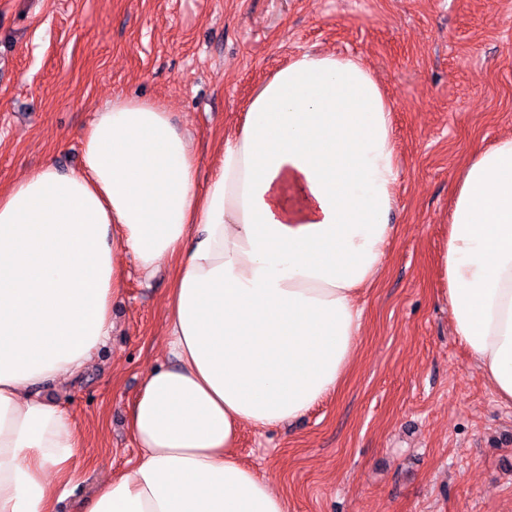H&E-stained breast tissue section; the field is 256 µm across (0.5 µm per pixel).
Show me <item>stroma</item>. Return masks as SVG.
<instances>
[{"label": "stroma", "instance_id": "obj_1", "mask_svg": "<svg viewBox=\"0 0 512 512\" xmlns=\"http://www.w3.org/2000/svg\"><path fill=\"white\" fill-rule=\"evenodd\" d=\"M302 51L360 58L388 100L392 237L336 391L289 424L243 427L235 453L288 512H512V404L455 336L438 277L462 168L512 135V0H0V189L49 160L78 167L118 96L163 104L194 135L204 189L215 139ZM124 268L110 341L48 393L85 443L56 512H84L138 456L129 413L164 358L173 273Z\"/></svg>", "mask_w": 512, "mask_h": 512}]
</instances>
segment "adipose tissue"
Returning <instances> with one entry per match:
<instances>
[{
	"label": "adipose tissue",
	"mask_w": 512,
	"mask_h": 512,
	"mask_svg": "<svg viewBox=\"0 0 512 512\" xmlns=\"http://www.w3.org/2000/svg\"><path fill=\"white\" fill-rule=\"evenodd\" d=\"M195 189L193 139L160 103L95 113L82 164L0 190V512H55L84 446L44 390L112 334L121 256L175 260L166 359L129 416L141 450L86 512H288L233 453L339 386L379 277L399 179L391 110L355 57L301 52L249 100ZM439 277L454 332L512 404V136L460 176Z\"/></svg>",
	"instance_id": "ef3b65f1"
}]
</instances>
